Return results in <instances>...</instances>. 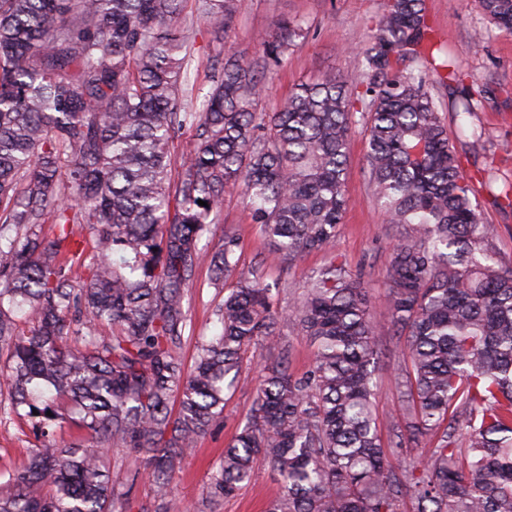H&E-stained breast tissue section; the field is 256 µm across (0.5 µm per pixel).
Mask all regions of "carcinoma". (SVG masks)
<instances>
[{
  "instance_id": "1",
  "label": "carcinoma",
  "mask_w": 512,
  "mask_h": 512,
  "mask_svg": "<svg viewBox=\"0 0 512 512\" xmlns=\"http://www.w3.org/2000/svg\"><path fill=\"white\" fill-rule=\"evenodd\" d=\"M183 2L0 0V350L10 386L0 414L29 420L42 438L69 419L97 444L32 449L0 492V512H126L102 465L113 446L142 456L155 512H171L173 480L251 348L269 355L256 356L257 395L211 477V500L236 494L263 460L282 479L268 512H401L406 500L411 512H512V265L478 202L485 190L511 208L512 184L495 191L490 166L466 173L449 141L437 88L460 87L451 106L468 115L481 91L437 56L424 0H384L362 67L297 85L275 112L258 111L267 69L307 28L280 21L255 59L220 53L202 108L189 110ZM238 2L196 0V10L221 31ZM476 3L512 31V0ZM358 111L371 195L402 229L384 304L405 337L406 417L386 449L373 406L377 327L361 281L333 256L283 314L271 289L238 269L236 237L197 246L232 184L280 259L330 249L350 207ZM188 129L196 145L173 189L170 145ZM204 264L230 287L220 334L197 342L188 369L176 353L184 290ZM104 324L117 332L98 335ZM288 324L315 346L299 377L280 333ZM406 435L431 448L397 470L388 456Z\"/></svg>"
}]
</instances>
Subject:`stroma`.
Masks as SVG:
<instances>
[{
  "label": "stroma",
  "mask_w": 512,
  "mask_h": 512,
  "mask_svg": "<svg viewBox=\"0 0 512 512\" xmlns=\"http://www.w3.org/2000/svg\"><path fill=\"white\" fill-rule=\"evenodd\" d=\"M382 0H241V6L223 33H216L193 5H186L180 31L192 45L196 58L190 72L194 86L191 104L201 108L209 90L208 59L231 49L246 58L258 57L261 44L284 18L300 20L308 29L306 39L288 50L275 68L258 109L269 112L280 106L297 84L316 81L325 72L346 74L360 65L359 48L381 13ZM430 21L444 44V51L467 73L470 86H488L491 100L469 117L445 114L448 137L467 168L493 163L498 184L512 183V32L490 25L473 0H426ZM485 125L489 135L472 142V125ZM367 142L362 125H355L346 175V192L351 200L330 251L303 255L286 263L271 253L268 239L254 224L250 207L236 186L224 190V206L210 234L201 244L214 247L224 234L238 237V267L257 272L264 283L278 292L279 310L291 311L304 292L309 276L329 258H337L369 289L373 316L378 324L379 378L375 414L382 439H389L391 427L402 421L405 410L394 374L404 364L405 345L392 337L388 315L382 303L386 292V269L394 243L393 232L373 201L368 185ZM224 300L221 283L208 266L197 268L186 290L184 309L190 326L177 348L186 364H193L199 339L212 338L220 331L216 311ZM259 367L244 359L239 384L224 402L223 415L202 436L174 481V503L181 512H267L280 490L278 474L266 462H259L252 482L235 496L218 502L209 500V483L225 447L233 440L252 405ZM31 424L25 419L0 423V473L21 467L31 448L39 446ZM106 468L112 482L129 495L130 512H151L154 489L139 472L138 456L122 447L108 453Z\"/></svg>",
  "instance_id": "stroma-1"
}]
</instances>
